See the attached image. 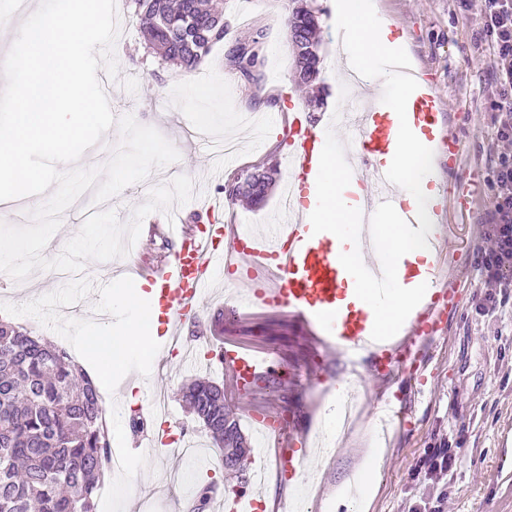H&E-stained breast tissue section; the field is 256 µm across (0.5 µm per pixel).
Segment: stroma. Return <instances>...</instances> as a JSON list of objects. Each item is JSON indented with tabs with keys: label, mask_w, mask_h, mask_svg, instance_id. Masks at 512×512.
Masks as SVG:
<instances>
[{
	"label": "stroma",
	"mask_w": 512,
	"mask_h": 512,
	"mask_svg": "<svg viewBox=\"0 0 512 512\" xmlns=\"http://www.w3.org/2000/svg\"><path fill=\"white\" fill-rule=\"evenodd\" d=\"M306 4L321 14L319 83L325 94L323 105L315 109L308 106L313 88L295 83L287 17L279 0H224V42L191 71L163 64L147 49L130 0H117L118 76L109 78L102 69L97 76L109 85L115 116L130 114L140 124L154 127L180 154L177 162L153 170L148 184L159 186L176 175H187L205 184L210 201L220 203L224 223L255 232L265 229L288 191L291 146L283 126L286 114L310 110L324 121L342 102L354 100L334 72L332 0ZM379 7L392 21L393 34L410 61L428 80L445 131L459 143L453 160L444 145L435 146V178L430 183L436 201L447 204L436 222L450 228L436 265L442 280L456 287L459 305L447 317L441 338L413 371L422 386L411 394L402 386L384 387L380 376L368 367H357L350 354L319 348L309 327L288 312L249 310L232 316L228 304L249 288L245 268H238L214 284L195 319L181 330L185 344L199 351V358L171 356L161 345L155 362L146 368L150 378H142L146 369L133 362L116 381L117 391L133 392L141 400L120 405L117 411L119 431L110 437L111 449L122 455L126 469L112 477V494L99 502L97 512H130L137 503L144 512H188L198 484L215 483L222 499L245 492L249 472L260 463L267 471L260 486L264 512H283V503L298 489L274 473L275 441L258 452L247 449L243 473L224 468L218 461L220 449L182 399L183 386L199 377L223 386L224 409L246 441L251 443L258 435L253 416L274 412L292 422L298 440L314 448L316 474L298 490L304 512H351L346 504L337 503L336 489L359 469L363 449L372 440L386 454L368 512H512V284L488 289L481 268V254L488 246L484 232L492 220L490 180L498 120L492 109L496 89L489 77V56L476 42L481 0H472L467 9L458 0H379ZM256 36L263 42L260 81L251 84L238 74L225 80L229 46ZM196 84L204 86V93L187 99V89ZM200 112L211 114L210 126L198 125ZM214 139L232 141L237 147L220 169L212 156ZM254 169L276 173L263 205L223 194L229 176ZM452 182L470 189L468 210L447 201ZM170 224L201 232L208 224L201 201L195 198L146 216L133 251L99 263L108 285L98 290L89 288L85 279H62L51 270L34 271L21 283L0 273V321L74 350L79 331L63 327L62 318L73 312L89 321L108 319L113 285L135 268L150 269L180 250L181 240L167 234ZM216 336L250 351H270L277 360L273 376L249 393L236 394L220 366L207 363ZM348 376L357 379L364 412L342 441L341 451L328 455L322 451L331 439L327 400L337 381ZM160 392L166 395L172 435L191 437L198 446V458L175 472L164 467L163 449L150 446L145 432H133L129 426L130 416L146 414ZM397 401L408 412L403 430H381L369 437L367 423L376 419L385 403ZM438 454L451 461L448 473L430 468V459Z\"/></svg>",
	"instance_id": "obj_1"
}]
</instances>
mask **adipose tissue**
Listing matches in <instances>:
<instances>
[{
    "label": "adipose tissue",
    "mask_w": 512,
    "mask_h": 512,
    "mask_svg": "<svg viewBox=\"0 0 512 512\" xmlns=\"http://www.w3.org/2000/svg\"><path fill=\"white\" fill-rule=\"evenodd\" d=\"M336 29L365 74L368 83L391 86L388 106L391 111L407 109L411 88L394 83L390 74L382 70L379 62L383 57L400 54L401 41L394 38L387 25L376 15L371 0H336L334 6ZM429 143L422 129L415 128L397 138L388 160L402 191L400 202L408 207L420 234H413L400 224L397 214L383 217L382 232L387 243L386 258L391 265L411 263L416 271L409 282L399 283L387 303L379 311L383 329L402 333L401 321L404 310L418 301L428 287L425 271L434 263L435 256L427 239L434 232L431 222L433 193L427 184L433 178L428 160ZM343 161L337 152H329L325 160V178L320 197L322 206L316 215L323 224H350L354 221L353 198L362 194L357 183L341 178ZM144 292L141 287L122 288L113 303L125 315L116 327L86 325L80 331L79 340L94 358L104 379L122 373L130 358L151 360L156 356L155 340L160 328L159 311L142 305Z\"/></svg>",
    "instance_id": "1"
}]
</instances>
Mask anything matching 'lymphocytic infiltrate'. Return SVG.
<instances>
[{"label":"lymphocytic infiltrate","mask_w":512,"mask_h":512,"mask_svg":"<svg viewBox=\"0 0 512 512\" xmlns=\"http://www.w3.org/2000/svg\"><path fill=\"white\" fill-rule=\"evenodd\" d=\"M478 40L489 53L501 114L496 137L502 149L490 182L494 211L486 233L491 246L482 257L485 283L494 288L512 273V0H483Z\"/></svg>","instance_id":"obj_1"}]
</instances>
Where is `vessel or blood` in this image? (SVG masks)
Listing matches in <instances>:
<instances>
[{"instance_id": "b4317fda", "label": "vessel or blood", "mask_w": 512, "mask_h": 512, "mask_svg": "<svg viewBox=\"0 0 512 512\" xmlns=\"http://www.w3.org/2000/svg\"><path fill=\"white\" fill-rule=\"evenodd\" d=\"M383 66L398 83L417 90L407 114L409 123L430 133L439 130L440 108L425 79L396 57L385 58ZM349 129L351 144L341 151L343 170L353 178L364 170L371 176L370 190L358 206L355 223L338 228L313 223L307 193L324 173L325 151L336 148L337 143L329 127L318 125L311 114L291 113L288 134L294 151L289 159L288 199L292 222L272 224L260 235L239 234L228 224L211 225L205 235L186 234L181 251L153 267L150 274L151 280L161 285L157 301L171 332L193 320L208 288L243 260L249 279H259L269 266L274 267L277 279L275 287L250 289L242 295L243 303L292 310L317 326L320 340L328 348L360 355L380 374L406 369L408 363L422 359L416 338L429 339L441 331L444 317L458 306V296L452 288L434 285L410 309L405 340L382 335L377 310L389 296L395 275L385 261L386 244L377 221L380 214L395 211L399 203L394 171L385 161L398 129L397 115L376 103L365 105ZM343 238L356 245L354 265H347L339 250ZM349 278L372 284L367 300L344 302L342 285ZM217 360L239 393L275 370L271 356L257 357L227 347L221 348ZM283 462L289 477L304 482L310 470L307 449H289Z\"/></svg>"}]
</instances>
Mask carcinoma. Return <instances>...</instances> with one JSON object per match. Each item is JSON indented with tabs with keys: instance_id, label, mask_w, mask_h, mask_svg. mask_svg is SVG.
Returning a JSON list of instances; mask_svg holds the SVG:
<instances>
[{
	"instance_id": "cac0c4a2",
	"label": "carcinoma",
	"mask_w": 512,
	"mask_h": 512,
	"mask_svg": "<svg viewBox=\"0 0 512 512\" xmlns=\"http://www.w3.org/2000/svg\"><path fill=\"white\" fill-rule=\"evenodd\" d=\"M145 19V45L185 70H193L224 41L213 0H130ZM289 41L296 79L320 77L318 17L300 0H289ZM262 45L237 43L229 65L256 83ZM219 448L242 451L236 422L224 429V389L196 379L183 394ZM111 457L109 427L92 376L57 345L0 322V512H96L98 491ZM213 483L196 487L189 512H209Z\"/></svg>"
}]
</instances>
